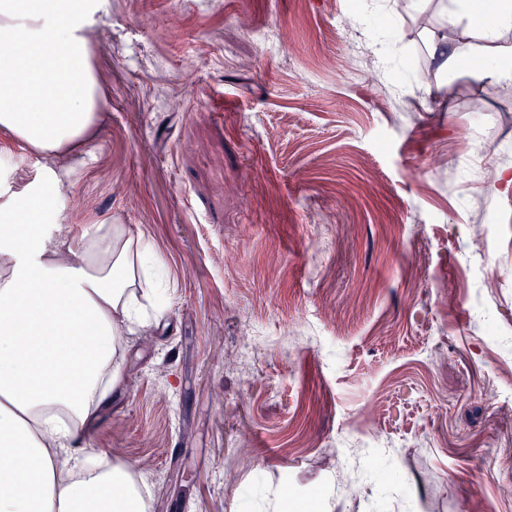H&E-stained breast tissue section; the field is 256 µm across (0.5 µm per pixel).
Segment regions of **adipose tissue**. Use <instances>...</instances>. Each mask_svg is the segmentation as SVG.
<instances>
[{
	"mask_svg": "<svg viewBox=\"0 0 512 512\" xmlns=\"http://www.w3.org/2000/svg\"><path fill=\"white\" fill-rule=\"evenodd\" d=\"M466 38L431 34L439 71L512 83V0H455ZM110 0H0V135L42 157L41 178L0 205V512H150L143 479L78 437L120 387L125 336L158 320L144 273L155 255L101 223L73 249L50 200L100 123L94 38Z\"/></svg>",
	"mask_w": 512,
	"mask_h": 512,
	"instance_id": "1",
	"label": "adipose tissue"
}]
</instances>
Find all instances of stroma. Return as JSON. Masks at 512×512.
Instances as JSON below:
<instances>
[{"instance_id":"stroma-1","label":"stroma","mask_w":512,"mask_h":512,"mask_svg":"<svg viewBox=\"0 0 512 512\" xmlns=\"http://www.w3.org/2000/svg\"><path fill=\"white\" fill-rule=\"evenodd\" d=\"M104 128L55 209L156 248L162 324L130 336L84 445L152 512H512V96L442 74L431 0H110ZM41 160L13 149L0 187ZM255 337L250 366L233 363ZM364 443L344 493L328 441Z\"/></svg>"}]
</instances>
